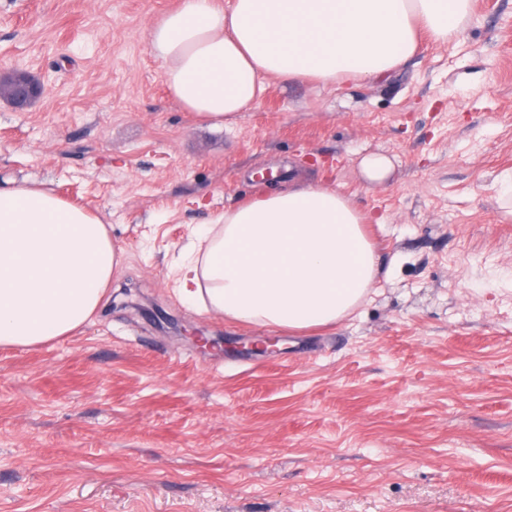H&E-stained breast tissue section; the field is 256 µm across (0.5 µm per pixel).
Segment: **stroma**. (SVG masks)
Instances as JSON below:
<instances>
[{"instance_id": "1", "label": "stroma", "mask_w": 512, "mask_h": 512, "mask_svg": "<svg viewBox=\"0 0 512 512\" xmlns=\"http://www.w3.org/2000/svg\"><path fill=\"white\" fill-rule=\"evenodd\" d=\"M179 0H0V185L110 224L121 264L74 333L0 347V512H512V0H472L387 81H273L211 129L146 41ZM394 164L364 186L358 163ZM350 194L381 272L352 319L269 333L182 305L191 227L286 182ZM221 336L210 351L160 316ZM44 93V85L27 73L17 75L4 93L13 107L24 110Z\"/></svg>"}]
</instances>
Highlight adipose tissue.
<instances>
[{"instance_id":"ef3b65f1","label":"adipose tissue","mask_w":512,"mask_h":512,"mask_svg":"<svg viewBox=\"0 0 512 512\" xmlns=\"http://www.w3.org/2000/svg\"><path fill=\"white\" fill-rule=\"evenodd\" d=\"M470 0H181L147 45L174 99L221 128L272 78L385 80L420 35L447 42ZM367 214L325 183L291 177L195 230L178 298L235 324L303 331L351 316L380 256ZM121 256L106 224L37 182L0 187V346L41 345L98 310Z\"/></svg>"}]
</instances>
